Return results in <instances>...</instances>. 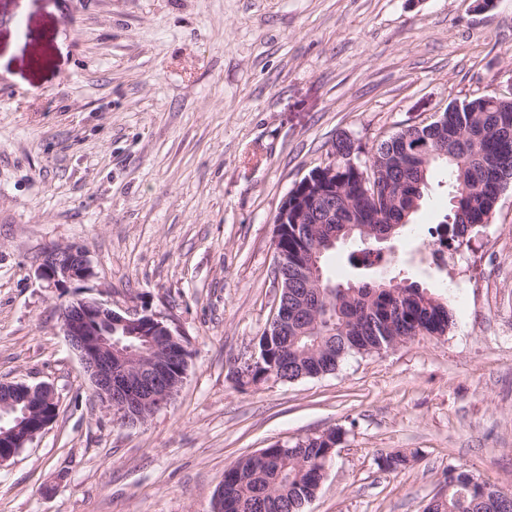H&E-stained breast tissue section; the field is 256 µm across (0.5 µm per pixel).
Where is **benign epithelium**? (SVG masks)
Returning a JSON list of instances; mask_svg holds the SVG:
<instances>
[{"label":"benign epithelium","mask_w":512,"mask_h":512,"mask_svg":"<svg viewBox=\"0 0 512 512\" xmlns=\"http://www.w3.org/2000/svg\"><path fill=\"white\" fill-rule=\"evenodd\" d=\"M334 175L335 165H322L298 182L297 186L310 195L294 210L283 201L274 219L276 225L290 222L298 230L312 209L331 210L336 197ZM91 275L87 251L75 245L47 247L37 267L38 278L49 288ZM60 324L95 396L122 422H129L143 409L155 412L167 406L182 384V376L170 368L173 352L184 346L180 331L153 313H120L102 300L75 298L61 305ZM119 328L125 329L127 336L148 337V350L122 349V342L113 339ZM6 386L9 390L0 398V466L44 432L58 411L55 393L47 384L8 382Z\"/></svg>","instance_id":"benign-epithelium-1"}]
</instances>
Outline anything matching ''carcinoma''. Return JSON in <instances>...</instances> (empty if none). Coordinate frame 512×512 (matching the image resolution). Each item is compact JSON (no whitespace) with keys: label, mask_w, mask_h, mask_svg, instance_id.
I'll return each mask as SVG.
<instances>
[{"label":"carcinoma","mask_w":512,"mask_h":512,"mask_svg":"<svg viewBox=\"0 0 512 512\" xmlns=\"http://www.w3.org/2000/svg\"><path fill=\"white\" fill-rule=\"evenodd\" d=\"M332 149L358 157L361 146L339 134ZM371 167L379 174L377 189L362 186L351 168L336 162V212L316 213L308 225L320 237L330 232L360 244L375 234L394 237L410 223L429 185L432 171L448 172L453 189L444 217L448 239L462 243L471 229L488 223L501 193L512 184V101L479 96L448 105V126L430 132L406 125L372 145ZM333 246L323 244L313 265L321 281L303 289L304 305L288 322L283 336L259 340L262 367L241 365L233 372L239 385L295 381L335 372L351 355L379 353L403 336H443L453 312L427 288L404 278L394 284L376 279L356 287L333 284L324 262ZM281 280L308 279L299 264L280 269ZM341 440L338 430L308 436L284 453L240 458L224 483V512H303L324 478L325 452ZM443 512H496V502L472 484L465 470L445 477Z\"/></svg>","instance_id":"1"}]
</instances>
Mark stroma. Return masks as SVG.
I'll list each match as a JSON object with an SVG mask.
<instances>
[{
	"instance_id": "stroma-1",
	"label": "stroma",
	"mask_w": 512,
	"mask_h": 512,
	"mask_svg": "<svg viewBox=\"0 0 512 512\" xmlns=\"http://www.w3.org/2000/svg\"><path fill=\"white\" fill-rule=\"evenodd\" d=\"M0 0V381L50 385L56 420L0 466V512H211L227 467L337 429L305 512H423L450 468L512 492V186L468 236L471 285L409 249L450 187L436 169L370 267L447 302L444 336L336 373L241 386L276 294L274 216L338 134L370 148L479 96L512 99V0ZM94 274L48 288L51 245ZM148 310L185 335L187 375L143 423L94 397L60 329L71 296ZM410 462L389 471L381 455Z\"/></svg>"
}]
</instances>
